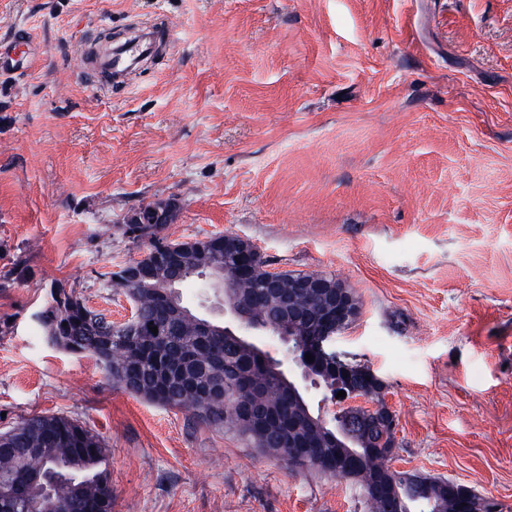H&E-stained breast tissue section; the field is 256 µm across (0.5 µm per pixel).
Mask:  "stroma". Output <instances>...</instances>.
Returning <instances> with one entry per match:
<instances>
[{
	"label": "stroma",
	"mask_w": 512,
	"mask_h": 512,
	"mask_svg": "<svg viewBox=\"0 0 512 512\" xmlns=\"http://www.w3.org/2000/svg\"><path fill=\"white\" fill-rule=\"evenodd\" d=\"M171 37L104 91L80 53ZM0 433L72 418L106 450L112 512H367L350 481L107 380L37 319L52 289L118 320L124 216L179 202L161 241L230 233L273 272L332 275L336 349L384 384L393 469L512 512V0H0Z\"/></svg>",
	"instance_id": "stroma-1"
}]
</instances>
